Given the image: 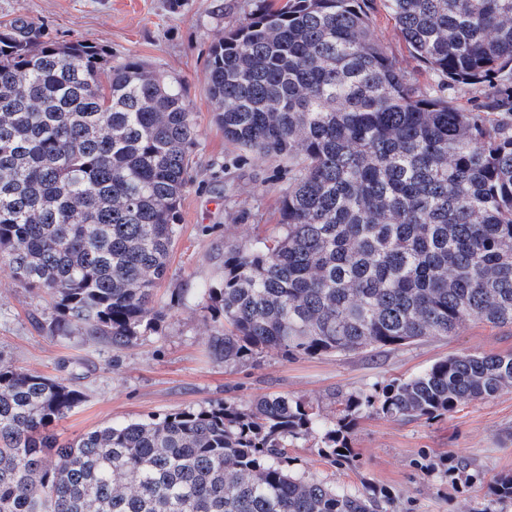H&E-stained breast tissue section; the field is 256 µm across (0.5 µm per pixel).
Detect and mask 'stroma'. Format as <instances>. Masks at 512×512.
I'll return each mask as SVG.
<instances>
[{
	"mask_svg": "<svg viewBox=\"0 0 512 512\" xmlns=\"http://www.w3.org/2000/svg\"><path fill=\"white\" fill-rule=\"evenodd\" d=\"M255 0H0V23L24 17L47 39L81 40L135 56L179 82L197 127L189 184L179 208L170 268L157 294L165 318L148 338L113 350L106 340L50 329L48 296L20 287L0 263V360L60 380H77L84 398L55 423L62 441L130 420L157 418L189 406L226 400L245 407L285 394L319 407L333 421L342 396L420 374L460 353H512V325L467 322L448 337L429 338L340 356L283 357L267 351L256 363L224 364L209 350L212 324L195 310L197 290L218 272L224 248L265 236L279 221L288 185L283 165L226 141L208 93L210 49L250 15ZM375 34L397 67L424 94L484 111L512 98V79L479 84L441 80L408 52L381 0L369 4ZM289 467L351 491L389 496L398 512H512L492 504L489 488L512 475V389L461 405L432 420L363 414L351 436V459L332 463L315 442L288 449ZM466 460L481 479L467 483L451 466Z\"/></svg>",
	"mask_w": 512,
	"mask_h": 512,
	"instance_id": "1",
	"label": "stroma"
}]
</instances>
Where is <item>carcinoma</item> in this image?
Masks as SVG:
<instances>
[{"mask_svg": "<svg viewBox=\"0 0 512 512\" xmlns=\"http://www.w3.org/2000/svg\"><path fill=\"white\" fill-rule=\"evenodd\" d=\"M365 0H257L210 51L225 140L288 164L276 235L224 247L198 290L226 364L342 355L512 324V104L421 94ZM411 54L450 82L512 74V0H382ZM195 123L142 60L0 28V261L49 296L53 331L122 349L156 332ZM512 388V354L453 355L349 394L335 421L286 395L112 424L63 444L77 386L0 361V512H395L289 469L331 462L365 412L435 418ZM512 500V476L491 486Z\"/></svg>", "mask_w": 512, "mask_h": 512, "instance_id": "1", "label": "carcinoma"}]
</instances>
